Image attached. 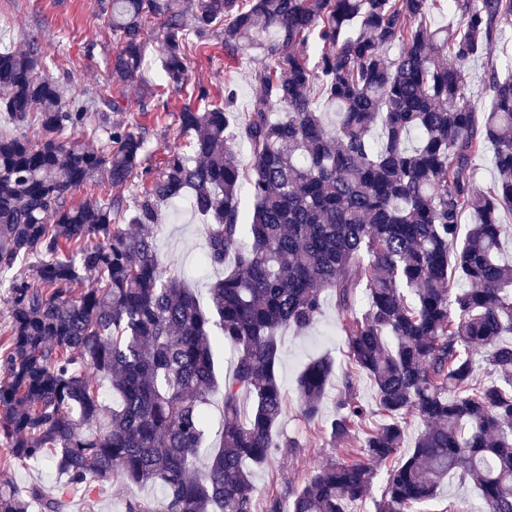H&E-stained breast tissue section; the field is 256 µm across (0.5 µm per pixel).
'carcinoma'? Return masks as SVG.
Here are the masks:
<instances>
[{
	"label": "carcinoma",
	"mask_w": 512,
	"mask_h": 512,
	"mask_svg": "<svg viewBox=\"0 0 512 512\" xmlns=\"http://www.w3.org/2000/svg\"><path fill=\"white\" fill-rule=\"evenodd\" d=\"M433 2L100 0L117 39L112 83L143 68L152 19L163 91L198 101L178 113L188 151L168 152L155 175L132 123L90 128L93 107L64 102L38 76L36 42L0 48V108L19 126L37 111L40 129L35 140L0 136V288L11 294L0 441L10 460L64 478L56 496L0 482V512H64L68 494L115 474L162 492L129 497L126 512H350L382 466L376 512H415L450 475L473 485L482 512H512V265L499 259L512 214V59L491 65L484 102L466 73L512 31V0H448L456 28L428 22ZM220 27L226 55L254 50L270 62L255 73L262 105L241 123L235 90L212 102L188 81L189 57ZM313 91L336 105L335 127ZM230 140L247 148V166ZM487 148L494 179L482 187L476 159ZM134 177L147 184L131 206L68 201L99 178ZM184 196L210 219L206 265L224 269L206 309L161 266L151 232L162 205ZM328 302L351 370L376 388L375 408L346 386L327 430L342 457L312 468L288 499H259L254 470L301 447L274 441L286 411L278 332L308 330ZM221 344L232 374L210 449ZM333 376L326 357L299 373L306 421L321 415ZM416 420L423 429L404 453Z\"/></svg>",
	"instance_id": "cac0c4a2"
}]
</instances>
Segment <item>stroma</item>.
<instances>
[{
    "label": "stroma",
    "mask_w": 512,
    "mask_h": 512,
    "mask_svg": "<svg viewBox=\"0 0 512 512\" xmlns=\"http://www.w3.org/2000/svg\"><path fill=\"white\" fill-rule=\"evenodd\" d=\"M145 37L147 66L133 82L118 87L112 84L106 68L116 40L99 0H0V41H36L49 60L42 75L58 84L63 98L93 100L112 123L135 119L146 141L145 164L156 170L170 149L184 148L188 140L177 117L186 99L171 91L149 96V89L155 88L161 76V38L155 24L147 25ZM265 65V59L254 53L226 56L222 36L216 32L206 48L191 55L189 74L192 83L205 86L215 100L223 95L225 85H234L236 113L242 119L261 104L254 73ZM152 232L163 267L184 277L200 302H207V289L221 272L204 270L199 265L205 245L201 218L191 211L177 210L171 202L163 206L162 219ZM280 335L284 347L279 375L286 392L287 411L278 432L298 440L301 449L294 454L280 451L274 465L255 469L253 483L261 496L282 482L301 486L314 466L338 456L336 446L322 434L321 425L334 416L345 386H352L366 406H373L375 399L369 377L349 373L346 340L333 306H326L318 323L309 330L298 333L285 328ZM320 356L333 360L336 376L323 400L320 421L310 423L297 409L295 380L310 359ZM5 458V450L0 447V481L10 480L22 488L36 483L46 491L56 492L58 479L53 467H22L6 463ZM92 487L90 496H69L68 512H125L129 489L121 477L95 481Z\"/></svg>",
    "instance_id": "obj_1"
}]
</instances>
